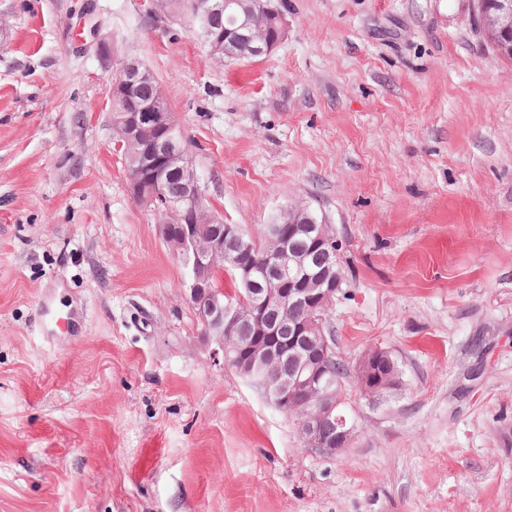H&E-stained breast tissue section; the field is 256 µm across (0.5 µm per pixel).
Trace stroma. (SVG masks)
I'll use <instances>...</instances> for the list:
<instances>
[{
    "label": "stroma",
    "instance_id": "obj_1",
    "mask_svg": "<svg viewBox=\"0 0 512 512\" xmlns=\"http://www.w3.org/2000/svg\"><path fill=\"white\" fill-rule=\"evenodd\" d=\"M271 5L286 39L221 61L159 0H0V512H512V61L471 0ZM126 58L225 223L302 201L330 226L326 333L403 380L347 376L343 453L204 333L114 149ZM388 362L393 363L390 351L378 346L365 350L360 356L354 373L361 396L375 398L401 384V377L387 371Z\"/></svg>",
    "mask_w": 512,
    "mask_h": 512
}]
</instances>
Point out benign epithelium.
Here are the masks:
<instances>
[{
    "mask_svg": "<svg viewBox=\"0 0 512 512\" xmlns=\"http://www.w3.org/2000/svg\"><path fill=\"white\" fill-rule=\"evenodd\" d=\"M474 18L482 34L492 35V44L501 57L512 59V0H473ZM211 54L228 55L244 46L254 56L270 54L287 36V24L268 0H251L247 10L235 17V24L213 34L200 33ZM152 80V71L141 61L128 58L111 77V112L117 114L116 151L134 150L127 171L133 197L148 206L165 197L173 175L185 181V194L167 206L169 219L160 224L169 249L182 255L193 254L186 265L188 296L206 335L218 344L225 365L238 366L282 413L297 420L300 436L309 448L334 456L349 447L356 424L340 408L344 395L333 388L335 376L329 367L336 351L323 326L329 309L342 285V275L329 263L322 271L307 272L306 254L291 251L286 240H307L325 252L333 244L328 225L320 222L310 207L297 203L283 214L288 232L279 224L270 226L264 236L265 254L273 261L266 285L255 280L256 250L243 243L235 263L248 288L243 307L224 303V288L215 283L219 261L224 256V237L237 235L236 224H225L215 215L210 223L199 222L204 189L179 134L174 113L165 97H140L141 85ZM289 305H300L307 315L291 328V335L278 336L277 320ZM247 324L253 339L237 343L234 332ZM296 361L291 377L279 380L270 375L271 366L284 356ZM391 353L385 348L364 351L354 366L357 388L366 398L380 396L401 384V378L387 371Z\"/></svg>",
    "mask_w": 512,
    "mask_h": 512,
    "instance_id": "obj_1",
    "label": "benign epithelium"
}]
</instances>
